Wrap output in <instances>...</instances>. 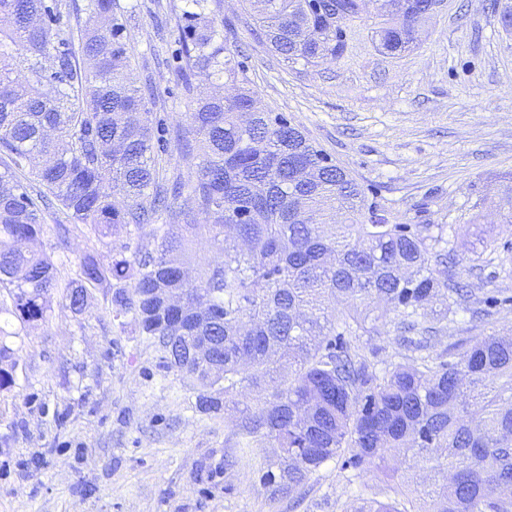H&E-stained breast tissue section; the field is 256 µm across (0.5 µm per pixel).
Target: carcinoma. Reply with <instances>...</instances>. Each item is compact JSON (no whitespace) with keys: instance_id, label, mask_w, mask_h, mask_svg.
<instances>
[{"instance_id":"carcinoma-1","label":"carcinoma","mask_w":512,"mask_h":512,"mask_svg":"<svg viewBox=\"0 0 512 512\" xmlns=\"http://www.w3.org/2000/svg\"><path fill=\"white\" fill-rule=\"evenodd\" d=\"M247 2L282 62L309 68L348 56L355 27L381 54L413 49L443 0ZM65 13L76 24L63 37ZM495 14L511 35L512 0ZM125 23L119 0H0V314L43 322L58 293L77 316L88 289H109V314L131 317L163 368L192 383L198 412L236 410L242 457L278 449L255 468L273 502L336 459L397 486L392 502L355 498L345 512H512V337L384 369L359 344L391 322L421 349L459 310L487 321L512 310V295L472 296L448 274V225L391 221L292 119L258 108L211 0H184L176 28L189 103V136L177 141L197 175L168 198L169 129L153 91L129 77ZM199 74L235 92L201 96ZM184 194L192 205H175ZM54 203L66 215L59 241L83 224L106 248L67 281L51 255L23 248L46 234ZM204 235L223 260L191 279L183 257ZM0 361L2 389L17 366L3 339ZM246 389L250 403L237 399ZM390 456L426 479H394Z\"/></svg>"}]
</instances>
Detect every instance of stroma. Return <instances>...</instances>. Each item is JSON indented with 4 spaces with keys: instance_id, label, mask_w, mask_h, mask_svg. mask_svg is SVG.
<instances>
[{
    "instance_id": "obj_1",
    "label": "stroma",
    "mask_w": 512,
    "mask_h": 512,
    "mask_svg": "<svg viewBox=\"0 0 512 512\" xmlns=\"http://www.w3.org/2000/svg\"><path fill=\"white\" fill-rule=\"evenodd\" d=\"M120 2L131 78L152 82L157 111L185 129L188 107L164 63L183 0ZM493 2L445 0L399 57L362 31L349 58L309 69L254 37L241 0H219L217 15L261 107L292 117L397 222L452 225L455 277L512 289L472 258L479 242L512 238V36ZM42 247L65 279L102 249L81 224L66 246L48 233ZM109 304L103 288L90 289L79 316L53 300L46 321L15 339L16 383L0 389V512H343L358 497L393 499L392 484L347 477L331 460L301 505L270 502L231 415L197 412L190 381L162 367L133 322L110 319ZM491 332L512 334V313L487 324L462 311L426 352L458 353Z\"/></svg>"
}]
</instances>
